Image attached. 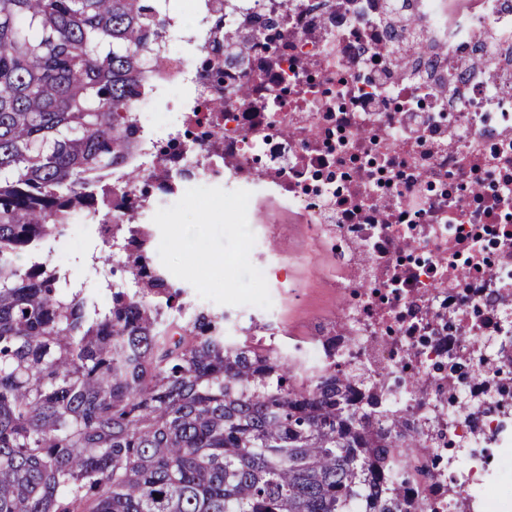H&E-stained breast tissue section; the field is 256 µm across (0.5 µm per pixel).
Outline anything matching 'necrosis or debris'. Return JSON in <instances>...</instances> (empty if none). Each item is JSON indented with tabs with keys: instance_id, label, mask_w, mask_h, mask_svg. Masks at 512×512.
<instances>
[{
	"instance_id": "4bbe7bcc",
	"label": "necrosis or debris",
	"mask_w": 512,
	"mask_h": 512,
	"mask_svg": "<svg viewBox=\"0 0 512 512\" xmlns=\"http://www.w3.org/2000/svg\"><path fill=\"white\" fill-rule=\"evenodd\" d=\"M384 0H294L274 57H252V95L224 78L213 95L206 50L215 14L228 26L276 14L279 0H205L193 37L169 22L165 55L194 45L158 94L178 111L137 100L133 120L146 170L220 176L239 211L266 188L306 219L344 304L315 336L278 332V296H258L248 323L227 309L228 336H269L302 375L329 367L382 382L375 396L410 423L420 448L403 474L410 512H512L490 473L512 467V11L502 0H413L416 28L390 30ZM416 67L395 75L393 58ZM469 58L470 68L459 69ZM178 146L157 157L158 125ZM418 391H411V383Z\"/></svg>"
}]
</instances>
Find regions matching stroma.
<instances>
[{"label":"stroma","instance_id":"1","mask_svg":"<svg viewBox=\"0 0 512 512\" xmlns=\"http://www.w3.org/2000/svg\"><path fill=\"white\" fill-rule=\"evenodd\" d=\"M223 204V217L213 214L215 204ZM139 224L150 233L149 252L160 262L174 283L193 289L205 286V306L222 312L226 303H247L260 292L253 280L249 262L244 258L250 239L261 246L257 259L287 257L298 251L291 234L294 216L279 196L266 194L255 199L249 215H241L224 201L223 185L209 191L188 189L180 206L171 207L161 200L140 212ZM104 229L96 218L68 225L56 245L63 255L71 277L87 292L102 287L104 280L97 268L96 255L102 249ZM215 258L219 266L205 272L191 263L190 255ZM298 286L294 300L282 304V327L310 331L316 321L335 317L339 300L323 272L321 260L296 263L289 271Z\"/></svg>","mask_w":512,"mask_h":512}]
</instances>
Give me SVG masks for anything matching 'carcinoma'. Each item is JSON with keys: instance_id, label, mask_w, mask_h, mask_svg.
<instances>
[{"instance_id": "cac0c4a2", "label": "carcinoma", "mask_w": 512, "mask_h": 512, "mask_svg": "<svg viewBox=\"0 0 512 512\" xmlns=\"http://www.w3.org/2000/svg\"><path fill=\"white\" fill-rule=\"evenodd\" d=\"M166 8L0 0V512H405V417L374 431L359 375L303 378L277 347L229 340L224 314L154 264L147 230L100 213L143 196L109 176L138 149L137 97L172 70L154 49ZM390 13L417 25L409 0ZM260 49L224 31V68ZM79 211L102 216L134 283L104 302L50 257Z\"/></svg>"}]
</instances>
